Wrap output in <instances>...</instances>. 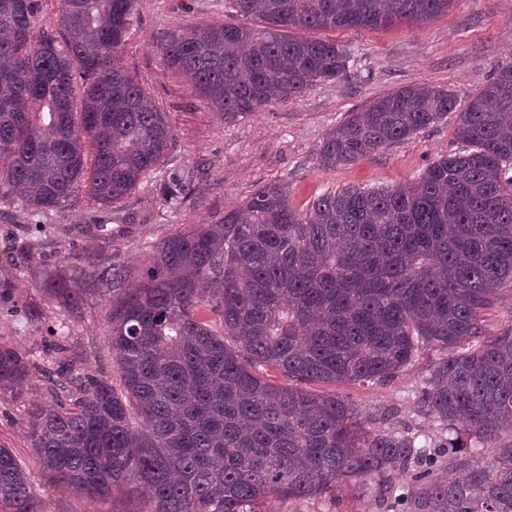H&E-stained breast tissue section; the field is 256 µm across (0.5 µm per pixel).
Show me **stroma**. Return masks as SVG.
I'll use <instances>...</instances> for the list:
<instances>
[{
    "mask_svg": "<svg viewBox=\"0 0 512 512\" xmlns=\"http://www.w3.org/2000/svg\"><path fill=\"white\" fill-rule=\"evenodd\" d=\"M236 20L227 0H137L121 64L166 113L175 137L170 155L110 208L92 202L81 184L61 207L38 220L22 201L0 205V339L12 343L30 368L16 393L0 394V446L11 449L25 468L44 512H145L147 507L144 495L130 486L113 489L100 502L52 486L34 456L29 408L53 399L68 401L71 394L48 378L56 361L70 359L76 371L118 378L107 340L111 296L106 287L87 293L81 314L74 315L46 295V274L115 264L138 274L150 244L188 225L209 222L271 180L286 181L292 206L302 211L328 191L416 179L438 156L458 151L456 113L351 165L321 167L323 139L349 112L409 84L446 87L458 107H465L495 72L512 65V0H455L446 14L422 25L311 31V38L332 39L350 49L356 59L354 77L340 84L315 83L303 97L227 125L168 67L160 47L170 34L189 26ZM175 177L186 183V197L164 202L161 187ZM93 224L107 225L111 236L99 238L89 230ZM428 370L423 356L386 382L338 385L334 391L373 419L394 411L406 425L428 431L432 424L416 416L411 395ZM389 508L373 492L342 482L323 497L270 500L262 512Z\"/></svg>",
    "mask_w": 512,
    "mask_h": 512,
    "instance_id": "1",
    "label": "stroma"
}]
</instances>
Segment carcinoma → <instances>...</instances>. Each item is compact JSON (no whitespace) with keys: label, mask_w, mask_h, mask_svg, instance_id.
<instances>
[{"label":"carcinoma","mask_w":512,"mask_h":512,"mask_svg":"<svg viewBox=\"0 0 512 512\" xmlns=\"http://www.w3.org/2000/svg\"><path fill=\"white\" fill-rule=\"evenodd\" d=\"M135 2L59 0L58 32L37 33L38 0H0V183L38 213L80 179L93 202L119 203L172 148L165 113L119 62ZM230 2L261 25L191 27L160 47L226 124L347 79L344 45L289 29L428 21L454 0ZM455 107L446 88L402 86L329 131L320 163L356 162ZM454 135L460 150L417 180L325 193L302 213L288 183L268 182L151 245L135 286L115 266L46 280L72 314L85 278L108 281L120 377L78 374L72 405L32 406L49 480L92 500L134 484L147 512H253L340 480L397 498L400 512H512V326L492 335L483 319L512 282V65L470 98ZM421 356L417 412L438 424L434 439L388 416L368 430L350 400L310 388L384 382ZM28 376L0 340V392ZM405 476L411 492L397 497ZM0 512H41L2 447Z\"/></svg>","instance_id":"carcinoma-1"}]
</instances>
